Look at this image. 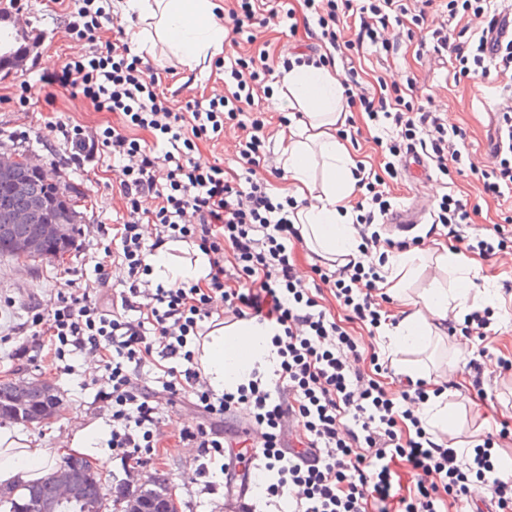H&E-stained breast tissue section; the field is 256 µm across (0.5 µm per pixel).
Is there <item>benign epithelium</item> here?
<instances>
[{
    "mask_svg": "<svg viewBox=\"0 0 512 512\" xmlns=\"http://www.w3.org/2000/svg\"><path fill=\"white\" fill-rule=\"evenodd\" d=\"M31 49L5 51L0 47V59L17 70L25 66ZM36 172L44 177L52 171L35 163L27 156L0 151V184L8 193L0 194V214L5 224L0 226V250H7L23 260L61 259L64 249L78 235L80 222L70 206V198L61 190L43 200H35L23 207L15 204L14 194L21 192L24 177ZM23 224L25 233L20 238L12 235V225ZM61 400L57 391L39 379L13 383L8 399L0 401V421L32 426L58 413ZM51 498L31 497L23 505L24 512H54L58 506L81 503L86 512H101L98 496L91 489L74 482L68 462L55 467L50 474ZM125 512H177L172 494L150 489L126 498Z\"/></svg>",
    "mask_w": 512,
    "mask_h": 512,
    "instance_id": "obj_1",
    "label": "benign epithelium"
}]
</instances>
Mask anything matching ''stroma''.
I'll return each mask as SVG.
<instances>
[{
  "label": "stroma",
  "mask_w": 512,
  "mask_h": 512,
  "mask_svg": "<svg viewBox=\"0 0 512 512\" xmlns=\"http://www.w3.org/2000/svg\"><path fill=\"white\" fill-rule=\"evenodd\" d=\"M81 0H18L16 16L25 30L39 34L43 45L37 56V66L27 75L0 73V148L24 152L38 163L57 168L59 175L80 199L82 231L74 247L63 261H23L0 254V381L42 379L59 392L63 411L40 426L28 428V435L47 448L55 449L54 463H61L70 455L73 437L94 424L104 431L112 429V406L100 399L108 390V374L98 355L75 353L64 361H56L47 351H40L29 362L15 359L13 350L21 339V327L31 322L33 306L41 310L54 307L57 295L67 281L86 283L94 281V266L104 256L108 240L100 230L119 222L125 204L112 187L115 174L110 158L85 164L80 168L58 167L49 151L59 144L61 134L50 132L49 121L66 117L89 129L104 131L120 125L118 114L96 110L92 102L81 94L45 83L47 74L58 70L65 58L90 57L88 41L72 35L68 29L71 11ZM292 18H271L264 25H252L251 36H238L236 41H225L221 51L207 54L198 63L187 65L175 56L166 42L157 39L151 50H144L138 42L142 22L126 9V0H114L120 14L131 50L143 61L157 68L167 104L179 110L186 101H208L224 95V64L234 58H249L267 52L271 70L261 78V90L255 93L248 107V116L264 113L269 120L270 152L267 164L282 169L284 157L281 131L301 120L300 109L291 107L288 93L281 83L284 63H293L302 55L318 59L325 52L319 40L316 20L306 17L304 0H288ZM379 44L364 43L352 59L359 71L356 92L372 93L379 81L406 87L413 85L414 102L435 113L448 128L464 132V141L457 147L462 157L458 172L443 175L436 166H429L422 179H411L405 170H397L389 182L392 204L400 207L411 203L424 209L419 224L411 233L421 239L417 249L423 257L422 265L409 281L410 289L427 288L432 282L456 289L462 274L456 269H442L436 257L443 248L464 252L466 244L482 237L485 227L502 224L512 230V201L503 202L483 193L474 181L472 168L484 169L494 162L493 137L499 114L512 105V90L504 79L484 77L480 73L456 75L448 57L424 50L420 46L421 32L410 20L390 23L380 33ZM33 85L35 94L27 106H20L21 81ZM360 130L348 148L355 162L376 166L382 160V139L388 138L386 128L375 125L365 113H354ZM27 131L26 139H17V131ZM241 129L225 125L223 133L212 140H200L193 153L194 160L217 164L230 173L240 172L236 145ZM466 199L475 206L473 223L463 225L462 240H449L430 233L429 211L443 194ZM476 286H491L495 296L491 302L499 330L488 346L487 354H480L477 339L464 335L463 321L449 316L453 335L442 341L429 343L427 348L392 354L386 338L370 335L367 328L348 321L346 312L334 298H326L338 323L355 339L361 353L356 367L366 369L371 359L388 364L391 370L405 365L420 364L429 373L430 383L443 386L441 403L447 406L451 422L443 429H433L436 440L452 438L459 450H471L489 435L500 431L512 434V376L500 377V362H512V246L498 255L480 262ZM163 428L168 435L156 454L144 455L141 467H133L129 459L104 449L90 463L102 476L107 493L116 497L136 493L140 486L168 484L176 497L179 512H224V493H204L195 482L194 469L198 454L194 444L178 439L181 429L204 425L231 432L245 425V417L220 419L205 413L194 396L160 405Z\"/></svg>",
  "instance_id": "obj_1"
}]
</instances>
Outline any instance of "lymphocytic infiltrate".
<instances>
[{
    "mask_svg": "<svg viewBox=\"0 0 512 512\" xmlns=\"http://www.w3.org/2000/svg\"><path fill=\"white\" fill-rule=\"evenodd\" d=\"M420 3L413 15L405 0H327L326 13L317 20L320 39L340 50V23L349 14L360 20L356 42L361 45L390 20L408 15L420 25L437 9L452 17L462 11L487 15L494 0ZM105 14L104 0H83L71 14L70 31L95 43V54L85 62L67 60L54 80L81 92L97 108L123 113L154 142L140 144L118 128L99 134L61 118L50 128L61 133L72 160L104 155L117 160L116 184L126 217L114 227L111 255L127 277L110 305H103L97 292L106 282L105 265L97 263L94 286L67 288L35 324L40 335L56 342L55 359H62L69 346L100 355L111 385L105 395L112 403L109 448L130 457L141 448L159 447L164 436L159 396L172 401L192 395L208 414L244 410L264 428V443L251 451V465L262 475L268 496L294 491L293 512H367L370 503L390 498L392 467L399 462L413 476L412 486L398 498L400 512H441L449 498L469 504L483 499L497 512H512V474L496 467L492 439H485L471 461H463L457 449L434 441L414 413L429 398L425 382L407 383L393 394L346 364L343 353L356 351L354 339L312 297L288 250L289 241L301 238L292 220L298 203L290 196L277 201L268 180L258 175L265 160L264 117L242 126L238 155L244 178L230 179L219 165L190 160L197 140L220 135L225 121L239 119L251 105L255 84L268 70L265 60L236 59L227 73V95L175 112L156 92V70L132 55L120 17L112 19L114 41L98 47L99 19ZM489 36L482 31L468 51L451 43L447 29L431 34L434 51L453 54L460 75L487 64L500 75L512 72V41L502 44ZM348 103L373 121L390 124V156L417 144L441 173H448L449 163L460 162V151L437 117L415 110L402 94H362ZM494 155L497 164L474 175L487 192L512 194L511 113L502 115ZM160 168L166 171L161 183L155 178ZM355 178L366 191L356 206L361 256L333 270L315 266L314 272L353 319L375 329L383 320L374 298L382 277L362 258L380 248L402 250L408 243L382 237L377 229L380 216L391 209L382 179L362 166ZM189 211L196 223L186 222ZM145 222L158 228L153 239L141 232ZM170 241L193 243L206 254L211 265L206 285L152 284L147 259ZM216 316L235 322L254 318L274 329L280 363L271 382L253 378L220 395L210 389L187 344L202 341ZM146 364L158 370L160 390L134 384L138 366ZM179 439L197 445L202 461L196 479L205 490H214L210 465L226 454L220 433L198 426L183 429Z\"/></svg>",
    "mask_w": 512,
    "mask_h": 512,
    "instance_id": "1",
    "label": "lymphocytic infiltrate"
}]
</instances>
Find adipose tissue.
<instances>
[{
    "label": "adipose tissue",
    "mask_w": 512,
    "mask_h": 512,
    "mask_svg": "<svg viewBox=\"0 0 512 512\" xmlns=\"http://www.w3.org/2000/svg\"><path fill=\"white\" fill-rule=\"evenodd\" d=\"M127 6L144 23L154 25L157 35L184 63H194L224 43V28L215 19L213 0H127ZM282 80L307 117L306 127L291 125L282 132L284 170L297 193L309 200L297 211L295 221L312 251L322 259L357 257L360 239L348 206L356 189V164L335 135L337 124L345 120L344 89L329 70L310 65L291 68ZM315 154L323 161L325 178L321 181L308 164ZM189 249L183 241L166 243L151 260L155 281L166 285L205 283L210 272L208 259L200 253L195 260H185ZM414 262L408 251L391 256L383 283L386 294L402 304L401 320L387 333L396 352L407 345L423 344L431 336L444 335L449 308L465 307L472 298L484 302L492 299L489 289L473 288L468 279L453 293L437 284L417 297L407 296L403 285L416 272ZM272 335L271 326L253 321L231 331L212 330L199 357L210 385L218 390L238 387L254 368L268 364ZM53 454V449L41 447L26 434L1 427L0 485L40 480L42 466Z\"/></svg>",
    "instance_id": "1"
}]
</instances>
